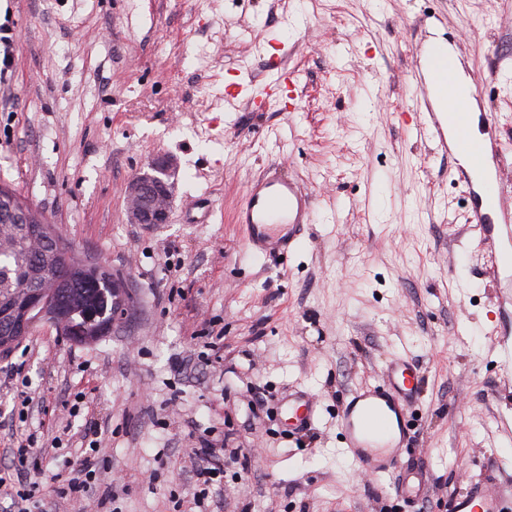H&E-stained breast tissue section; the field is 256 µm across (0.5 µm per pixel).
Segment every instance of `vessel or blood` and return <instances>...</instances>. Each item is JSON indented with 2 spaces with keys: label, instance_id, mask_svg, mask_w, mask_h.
I'll use <instances>...</instances> for the list:
<instances>
[{
  "label": "vessel or blood",
  "instance_id": "obj_1",
  "mask_svg": "<svg viewBox=\"0 0 512 512\" xmlns=\"http://www.w3.org/2000/svg\"><path fill=\"white\" fill-rule=\"evenodd\" d=\"M417 88V136L434 140L442 153L459 150L480 164L497 153L496 144L471 134L473 121L486 116L484 96L453 47L429 48ZM312 204L304 188L272 169L249 183L236 222L252 253L284 257L297 245ZM468 221L479 225L484 240L512 242V209L494 195L473 192ZM499 300L496 349L501 369L511 374L512 286H500ZM418 399V372L414 364L399 359L389 365L382 384L355 392L343 404L339 426L363 473L376 476L396 468L408 434L407 414ZM450 512H512V500L489 492L466 493L452 499Z\"/></svg>",
  "mask_w": 512,
  "mask_h": 512
}]
</instances>
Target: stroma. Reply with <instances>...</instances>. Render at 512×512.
Here are the masks:
<instances>
[{
    "mask_svg": "<svg viewBox=\"0 0 512 512\" xmlns=\"http://www.w3.org/2000/svg\"><path fill=\"white\" fill-rule=\"evenodd\" d=\"M15 35L0 75V184L75 254L129 283L88 342L40 324L0 354V468L22 379L46 444L32 480L77 468L50 442L76 393L105 433L121 512H193L200 437L240 447L218 512H449L507 492L512 375L497 364L499 255L467 221L454 156L401 122L422 46L454 42L483 90L512 207V0H0ZM161 154L178 165L167 223H130L125 188ZM313 197L287 260L253 255L237 210L271 164ZM224 357L196 359L204 337ZM414 360L420 401L390 492L345 452L337 410ZM315 402L307 428L288 398Z\"/></svg>",
    "mask_w": 512,
    "mask_h": 512,
    "instance_id": "35a3bbf8",
    "label": "stroma"
}]
</instances>
